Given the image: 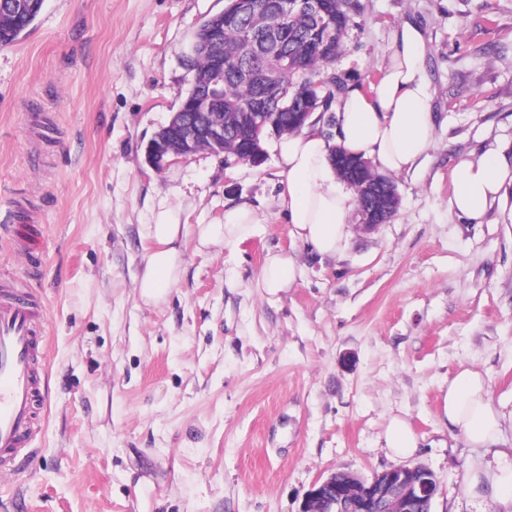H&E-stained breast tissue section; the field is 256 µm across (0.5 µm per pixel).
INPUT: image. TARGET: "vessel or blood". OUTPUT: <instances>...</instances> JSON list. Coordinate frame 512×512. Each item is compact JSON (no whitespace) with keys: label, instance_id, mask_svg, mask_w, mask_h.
<instances>
[{"label":"vessel or blood","instance_id":"1","mask_svg":"<svg viewBox=\"0 0 512 512\" xmlns=\"http://www.w3.org/2000/svg\"><path fill=\"white\" fill-rule=\"evenodd\" d=\"M42 304L0 279V472L31 442L47 374L41 365Z\"/></svg>","mask_w":512,"mask_h":512}]
</instances>
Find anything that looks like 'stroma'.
<instances>
[{
    "label": "stroma",
    "instance_id": "obj_1",
    "mask_svg": "<svg viewBox=\"0 0 512 512\" xmlns=\"http://www.w3.org/2000/svg\"><path fill=\"white\" fill-rule=\"evenodd\" d=\"M331 67L376 76L393 29L418 23L438 115L397 215L351 214L336 257L298 248L304 275L270 294L257 278L288 248L277 137L261 164L201 150L155 170L153 134L189 88L185 60L226 0H44L0 47V275L47 317L41 429L0 475V512H299L335 471L401 463L440 483L433 512H495L466 476L493 451L441 418L459 369L512 390V209L482 223L448 211V171L490 145L512 153V0H360ZM249 203L263 222L239 248L183 246L164 301L137 289L160 205L219 224ZM417 451L384 444L392 417ZM33 4V8L29 9L25 15L21 16L19 28L10 35L7 31L0 32V45L6 46L14 43L19 36L37 19L41 13L44 0L28 1Z\"/></svg>",
    "mask_w": 512,
    "mask_h": 512
}]
</instances>
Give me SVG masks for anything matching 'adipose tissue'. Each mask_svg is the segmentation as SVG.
<instances>
[{"instance_id": "1", "label": "adipose tissue", "mask_w": 512, "mask_h": 512, "mask_svg": "<svg viewBox=\"0 0 512 512\" xmlns=\"http://www.w3.org/2000/svg\"><path fill=\"white\" fill-rule=\"evenodd\" d=\"M431 101L424 35L417 24L402 22L392 32L388 61L379 75L348 84L333 104L334 141L325 140L315 120L279 143V204L290 225L292 244L333 257L342 254L350 241L355 195L330 162L331 145L371 161L379 171L417 179L434 141ZM449 179L451 213L478 224L512 185V159L491 146L478 157L456 160ZM259 222L256 210L242 203L225 209L223 223L192 229L178 211L161 207L144 227L154 247L139 277L141 298L160 302L178 282L184 263L182 244L188 235H195L202 247L235 246L246 241ZM301 274L294 256L270 253L257 285L276 293L293 285ZM507 418L503 405L491 397L487 376L464 368L449 380L442 419L472 447H497L495 471H475L473 483L490 491L505 512H512V450L503 446Z\"/></svg>"}]
</instances>
